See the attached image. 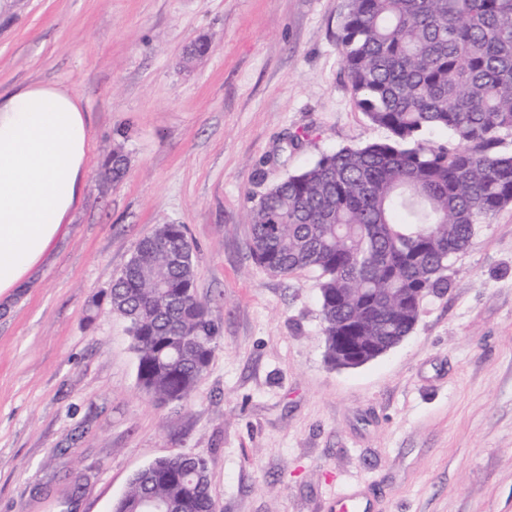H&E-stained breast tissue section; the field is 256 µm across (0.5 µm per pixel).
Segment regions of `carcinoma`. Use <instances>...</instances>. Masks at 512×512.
I'll return each mask as SVG.
<instances>
[{"mask_svg":"<svg viewBox=\"0 0 512 512\" xmlns=\"http://www.w3.org/2000/svg\"><path fill=\"white\" fill-rule=\"evenodd\" d=\"M338 48L357 107L387 139L323 154L256 198L249 251L273 276L319 272L327 355L367 323L406 336L420 315L411 291L448 287V261L480 221L512 203V0H348ZM452 134L455 145L428 135ZM129 323L142 390L186 401L213 357L217 324L195 292L180 224L143 237L112 281ZM216 512L208 461L156 459L113 512Z\"/></svg>","mask_w":512,"mask_h":512,"instance_id":"carcinoma-1","label":"carcinoma"}]
</instances>
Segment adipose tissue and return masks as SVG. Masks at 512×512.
Masks as SVG:
<instances>
[{"label":"adipose tissue","mask_w":512,"mask_h":512,"mask_svg":"<svg viewBox=\"0 0 512 512\" xmlns=\"http://www.w3.org/2000/svg\"><path fill=\"white\" fill-rule=\"evenodd\" d=\"M89 148L88 114L70 89L0 92V302L12 301L70 223Z\"/></svg>","instance_id":"adipose-tissue-1"}]
</instances>
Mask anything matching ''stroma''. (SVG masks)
Instances as JSON below:
<instances>
[{
    "label": "stroma",
    "instance_id": "stroma-1",
    "mask_svg": "<svg viewBox=\"0 0 512 512\" xmlns=\"http://www.w3.org/2000/svg\"><path fill=\"white\" fill-rule=\"evenodd\" d=\"M347 5L0 0V90L68 88L91 133L71 223L0 313V512H112L137 471L182 454L207 459L217 512H328L344 487L375 512H512V204L412 332L355 368L327 360L316 273L270 275L248 249L249 196L388 135L340 60ZM160 224L185 227L219 326L180 404L140 388L103 298Z\"/></svg>",
    "mask_w": 512,
    "mask_h": 512
}]
</instances>
